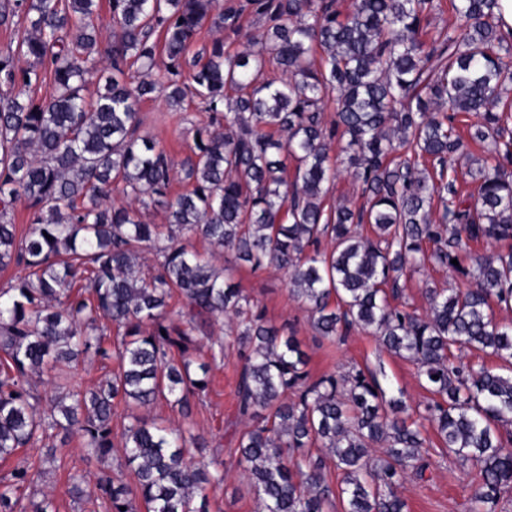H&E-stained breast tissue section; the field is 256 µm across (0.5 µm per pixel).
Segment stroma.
I'll return each mask as SVG.
<instances>
[{
	"label": "stroma",
	"mask_w": 512,
	"mask_h": 512,
	"mask_svg": "<svg viewBox=\"0 0 512 512\" xmlns=\"http://www.w3.org/2000/svg\"><path fill=\"white\" fill-rule=\"evenodd\" d=\"M139 112L141 134L154 138L168 151L175 166H182L191 154L196 127L206 120L205 113L191 107L183 112H171L160 96L145 100ZM190 243L200 253L211 256L217 266L231 267L233 281L264 312L266 319L297 337L308 356L312 377L340 373L356 366L376 373L385 389L403 392L414 421L427 438L428 468L424 477H408L400 489L408 512H468L475 469L471 463L443 451L426 418L425 407L432 396L421 386L415 362L389 353L368 330H351L333 342L322 338L313 329L309 312L290 294L284 271L270 268L255 273L247 266L235 264L230 252H213L206 242L195 237ZM400 285L408 310L423 315L428 310L427 286L464 290L472 287L473 282L428 263L408 273ZM225 330L222 324L204 327L196 332L188 346L191 358L200 357L211 363L209 386L200 397L192 399L190 416L171 409L163 400L145 411L144 416L173 428L191 427L203 441L202 447L193 451L195 460L208 465L223 463L226 478L223 485L210 491L211 512H258L257 497L238 463V440L246 428L236 403L241 361L233 351L218 359L212 358L210 351L212 338L223 335ZM52 444L54 454L50 457L42 449L23 448L0 460V480H8L15 470L30 469L37 477L34 484L22 490L21 500L46 495L56 512H93L71 496L70 478L76 474L91 483L102 474L123 472L125 460L121 449L97 459L88 456L77 438L58 436Z\"/></svg>",
	"instance_id": "obj_1"
}]
</instances>
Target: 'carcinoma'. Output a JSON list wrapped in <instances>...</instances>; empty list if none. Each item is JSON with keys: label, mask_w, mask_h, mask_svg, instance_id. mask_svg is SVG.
I'll use <instances>...</instances> for the list:
<instances>
[{"label": "carcinoma", "mask_w": 512, "mask_h": 512, "mask_svg": "<svg viewBox=\"0 0 512 512\" xmlns=\"http://www.w3.org/2000/svg\"><path fill=\"white\" fill-rule=\"evenodd\" d=\"M112 43L100 53L98 0H0V22L23 27L0 47V268L25 273L0 291V459L41 448L59 434L88 454H110L112 411L131 419L121 445L134 475L104 474L93 486L72 478L80 501H107L112 512H210L207 489L224 470L196 463L191 428H169L139 414L163 399L184 416L208 387L210 365L185 356L199 325L229 319L218 350L235 345L243 360L239 463L262 512H407L399 488L423 477L426 438L404 401L387 396L377 375L359 369L316 380L296 336L262 312L186 240L199 236L234 252L252 270L288 273L291 295L315 331L333 339L370 330L391 353L417 365L439 397L426 406L448 453L470 461L477 481L470 512H487L512 488V325L491 304L512 308V250L471 254L478 239H512V32L498 23V0H454L459 34L426 43L417 33L434 0H108ZM250 12L262 23L257 49L224 52V39L192 57L205 26L241 32ZM165 53L166 72L154 73ZM280 81H263L266 66ZM136 68L132 85L126 71ZM106 76L88 98V80ZM49 82L51 91L35 90ZM169 109L189 101L208 114L196 130L176 196L168 153L140 134L138 106L157 91ZM335 119L325 118L328 104ZM473 114L469 137L457 126ZM347 138L345 170L363 185L366 205L325 206L341 170L328 164L336 137ZM488 157L466 175L477 182L460 198L455 162L470 144ZM431 162L433 173L419 169ZM295 162L288 176V160ZM149 198L166 223L148 224L134 207ZM442 214L431 219L434 200ZM29 213L19 236L12 214ZM367 224L373 236L359 232ZM330 249H315L321 239ZM162 260L143 274L142 254ZM467 254L469 264L454 266ZM428 260L455 268L475 287L427 289L420 317L398 302L400 280ZM179 293L187 310L171 318ZM121 335L118 372L87 395L65 374L80 357H110L98 322ZM181 348L180 361L171 349ZM483 351L499 365L466 364ZM47 374L68 391L48 411L28 377ZM320 444L322 454L309 448ZM383 448L384 457L375 456ZM341 472L338 491L326 461ZM27 469L0 485V512H18Z\"/></svg>", "instance_id": "obj_1"}]
</instances>
